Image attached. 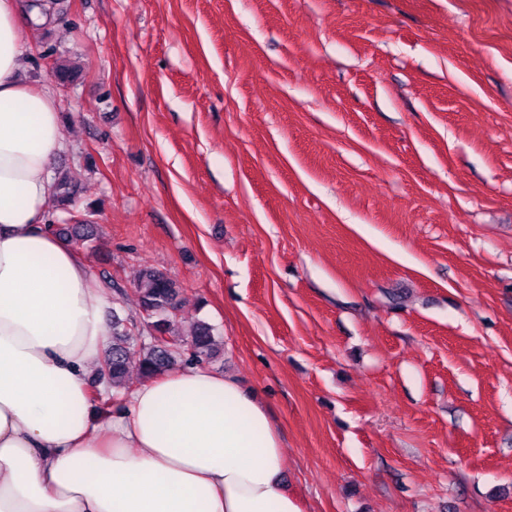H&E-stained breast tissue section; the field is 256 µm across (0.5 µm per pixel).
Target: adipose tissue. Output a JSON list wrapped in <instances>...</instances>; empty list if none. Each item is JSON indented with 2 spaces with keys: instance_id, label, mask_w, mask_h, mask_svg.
Returning a JSON list of instances; mask_svg holds the SVG:
<instances>
[{
  "instance_id": "1",
  "label": "adipose tissue",
  "mask_w": 512,
  "mask_h": 512,
  "mask_svg": "<svg viewBox=\"0 0 512 512\" xmlns=\"http://www.w3.org/2000/svg\"><path fill=\"white\" fill-rule=\"evenodd\" d=\"M47 0H0V512H302L258 391L177 369L108 418L88 400L106 322L88 261L44 228L64 148L55 91L24 80Z\"/></svg>"
}]
</instances>
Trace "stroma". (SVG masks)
<instances>
[{
  "instance_id": "obj_1",
  "label": "stroma",
  "mask_w": 512,
  "mask_h": 512,
  "mask_svg": "<svg viewBox=\"0 0 512 512\" xmlns=\"http://www.w3.org/2000/svg\"><path fill=\"white\" fill-rule=\"evenodd\" d=\"M94 276L153 268L302 512H512V0H53Z\"/></svg>"
}]
</instances>
